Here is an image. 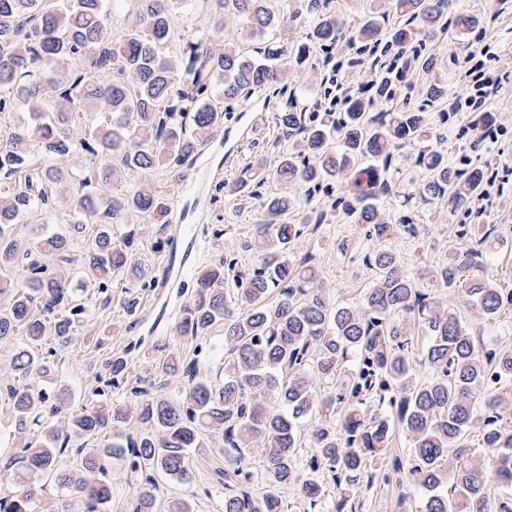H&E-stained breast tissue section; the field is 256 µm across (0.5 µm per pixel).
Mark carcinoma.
<instances>
[{
  "instance_id": "carcinoma-1",
  "label": "carcinoma",
  "mask_w": 512,
  "mask_h": 512,
  "mask_svg": "<svg viewBox=\"0 0 512 512\" xmlns=\"http://www.w3.org/2000/svg\"><path fill=\"white\" fill-rule=\"evenodd\" d=\"M186 2L198 25L180 43L176 0H0V118L27 109L23 122L0 131V271L9 276L0 284V295L9 294L0 340H27L5 387L8 442L20 449L6 467H16L25 488L0 493V512H37L44 479L63 492L56 512H69L72 498L103 512L116 452L141 484L134 512H156L151 473L186 479L191 456L212 437L236 461L224 475L236 483L224 493V512H289L281 490L294 484L314 506L320 484L296 465L308 420V472L342 490L336 512L355 509L360 479L372 482L369 461L392 447L397 428L410 453L394 459L384 483L423 490L425 512H512V345L479 348L462 318L422 294L389 252L364 256L376 276L357 307L336 304L311 259L293 252L302 229H318L330 212L366 225L371 239L393 230L378 201L399 192L386 173L412 141L414 163L430 173L413 192L448 206L471 243L433 272L435 280L487 320L512 314V288L483 268L491 232L478 225L498 165L487 158L475 165L466 155L453 170L426 131V109L437 104L447 117L471 112L486 121L485 75L459 67V90L450 95L429 53L433 40L473 20L457 13L454 0H388L390 20L373 13L352 26L330 13L329 0ZM114 13L131 24L114 31ZM302 17L310 31L301 43L290 33ZM226 18L265 41L252 54L216 48ZM307 61L321 75L312 101L291 67ZM362 69L372 82L347 88L345 75ZM417 75L427 83L426 100L413 104ZM266 92L276 99V127L291 141L276 175L298 194L257 196L251 272L225 257L195 278L178 322L179 335L195 344L193 357L147 353L155 374L177 379L179 394L133 386L130 404L113 402L111 389L128 383L119 355L102 359L96 386L77 408L66 390L37 387L56 354L45 336L71 341L88 312L85 294L111 304L113 277L122 274V304L134 317L138 289L165 287L137 261L139 229L129 223L134 214L167 223L168 199L147 178L162 165L185 180L189 161L224 118ZM73 155L83 157L77 171L59 166ZM132 173L142 181L113 188L112 176ZM61 193L70 196L72 233L97 227L78 277L68 272L70 238L47 224ZM290 212L301 223H288ZM19 225L36 230L23 251L13 235ZM417 325L424 332L418 358ZM201 360L218 363L220 384L202 378ZM34 427L42 430L39 442L28 439ZM108 431L112 443L82 449L83 476L64 468L71 437ZM255 446L262 448L258 469L250 461Z\"/></svg>"
}]
</instances>
